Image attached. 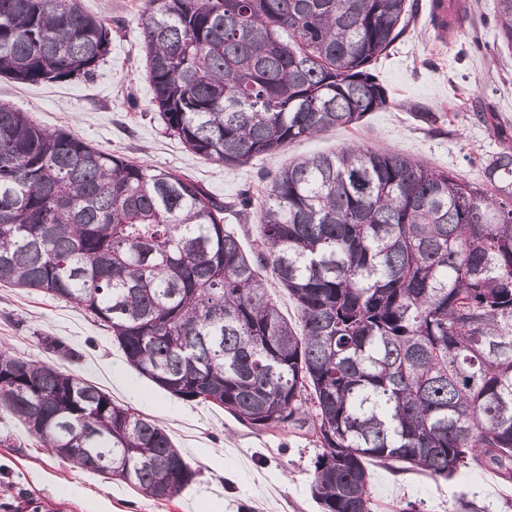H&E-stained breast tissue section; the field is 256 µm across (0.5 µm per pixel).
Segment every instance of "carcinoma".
<instances>
[{
    "instance_id": "1",
    "label": "carcinoma",
    "mask_w": 512,
    "mask_h": 512,
    "mask_svg": "<svg viewBox=\"0 0 512 512\" xmlns=\"http://www.w3.org/2000/svg\"><path fill=\"white\" fill-rule=\"evenodd\" d=\"M153 105L192 153L241 166L387 108L373 68L407 0H146ZM512 47V0H496ZM80 0H0V76L67 82L110 52ZM471 184L391 149L296 157L260 202L47 130L0 104V284L81 305L126 363L256 431L307 428L322 512H373L369 465L512 483V146ZM258 213L246 252L225 215ZM271 269L295 304L286 317ZM45 349L82 353L57 337ZM0 404L43 447L167 501L197 472L157 420L0 351ZM448 512H482L460 494ZM262 277L265 281L266 287L269 290L270 295L280 307L285 315L295 317V308L293 302L289 299L288 293L281 288L275 276L272 274L270 269L262 271Z\"/></svg>"
}]
</instances>
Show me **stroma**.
<instances>
[{"label": "stroma", "instance_id": "35a3bbf8", "mask_svg": "<svg viewBox=\"0 0 512 512\" xmlns=\"http://www.w3.org/2000/svg\"><path fill=\"white\" fill-rule=\"evenodd\" d=\"M112 33V50L87 77L64 83L22 84L0 77V103L27 112L36 124L77 134L98 149L122 153L157 169L188 175L221 200L260 198L270 176L292 157L328 152L348 142L389 148L469 182L502 140L512 141V49L496 37L494 0H461L455 31L440 35L430 0H412L413 18L389 55L375 66L390 92L387 109L360 124L293 143L283 151L227 166L190 153L160 125L144 73L141 22L145 0H81ZM440 112L428 128L419 112ZM495 113L497 126L479 122ZM55 336L78 349L68 362L44 349ZM41 360L94 384L114 402L157 419L198 475L174 498L157 502L108 475L73 468L0 407V512H321L311 493L319 449L299 429L257 432L208 403L174 398L128 368L111 332L81 306L40 291L0 286V350ZM121 367L123 380L113 376ZM374 512H448L467 494L486 512H512V487L493 474L461 469L432 479L414 471L371 465ZM79 494L70 495L65 485Z\"/></svg>", "mask_w": 512, "mask_h": 512}]
</instances>
